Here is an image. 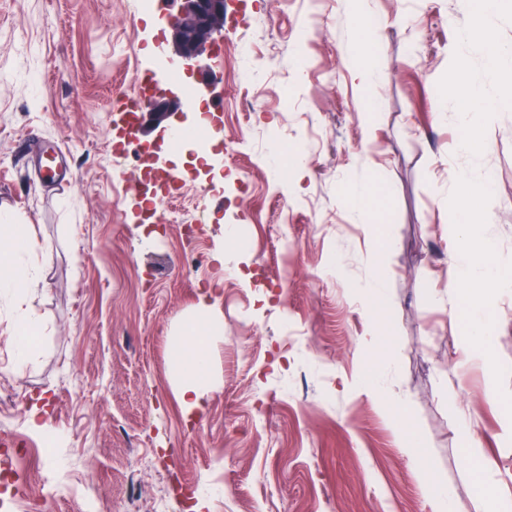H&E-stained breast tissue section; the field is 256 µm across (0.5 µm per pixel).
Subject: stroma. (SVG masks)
I'll return each mask as SVG.
<instances>
[{
  "instance_id": "1",
  "label": "stroma",
  "mask_w": 512,
  "mask_h": 512,
  "mask_svg": "<svg viewBox=\"0 0 512 512\" xmlns=\"http://www.w3.org/2000/svg\"><path fill=\"white\" fill-rule=\"evenodd\" d=\"M129 4L0 0V208L31 226L22 263L38 267L20 303L0 300V433L45 455L0 479V512H25L55 466L104 512H432L429 473L464 512H485L466 432L512 501V288L492 298L485 359L465 358L467 304L448 293L461 245L448 227L465 216L451 185L475 166L494 178L486 234L512 273V107L476 156L459 145L461 107L446 95L457 46L488 98L512 90L481 44H459L471 0H231L235 39L207 48L191 78L162 20L180 0L138 23ZM360 13L382 23L369 85L351 51ZM247 64L253 101L239 83ZM142 73L177 100L134 139L122 111ZM200 111L216 128L211 186L191 178L188 156L153 157L160 127ZM46 146L67 158L63 183L36 172ZM148 176L184 185L186 219L208 201L205 223H141L136 185ZM368 178L374 193L346 204L345 189ZM376 266L390 300L380 320L362 292ZM204 291L216 388L190 411L170 357ZM20 308L46 332L17 371ZM382 397L406 406L386 415ZM34 408L52 436L30 427ZM397 422L419 434L425 471L397 447Z\"/></svg>"
}]
</instances>
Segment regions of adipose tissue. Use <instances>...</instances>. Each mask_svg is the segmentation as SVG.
<instances>
[{"mask_svg":"<svg viewBox=\"0 0 512 512\" xmlns=\"http://www.w3.org/2000/svg\"><path fill=\"white\" fill-rule=\"evenodd\" d=\"M501 6L502 0H476L474 7L458 21L459 39L463 42H482L488 70L512 75V51L488 37L490 19ZM448 94L464 104L461 114V121L467 130L464 148L469 151L481 150L484 146L482 129L489 124L495 110L512 103V96L487 98L462 66L449 71ZM454 190L459 198L470 205L473 214L472 219L458 227L466 247L452 257L460 281L472 290L471 324L465 343L469 354L484 357L489 353L486 326L488 298L506 285L498 273L495 252L482 236L481 218L489 214L492 206L491 182L488 176L465 171L456 177ZM0 234L6 235L11 242L9 249L0 250V294L20 299L33 281L31 274L18 266L19 259L29 254L33 247L30 227L5 219L0 221ZM209 341V326L195 319L186 323L176 370L184 375L178 383V399L190 409L200 407L203 397L213 385Z\"/></svg>","mask_w":512,"mask_h":512,"instance_id":"ef3b65f1","label":"adipose tissue"}]
</instances>
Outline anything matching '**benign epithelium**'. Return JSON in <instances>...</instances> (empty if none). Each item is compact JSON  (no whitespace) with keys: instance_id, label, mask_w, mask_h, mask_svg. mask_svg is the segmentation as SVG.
Listing matches in <instances>:
<instances>
[{"instance_id":"benign-epithelium-1","label":"benign epithelium","mask_w":512,"mask_h":512,"mask_svg":"<svg viewBox=\"0 0 512 512\" xmlns=\"http://www.w3.org/2000/svg\"><path fill=\"white\" fill-rule=\"evenodd\" d=\"M225 0H182L180 13L169 21L179 56L184 61L196 59L201 51L215 44V35L224 30ZM172 99H150L145 108L155 120H162Z\"/></svg>"}]
</instances>
